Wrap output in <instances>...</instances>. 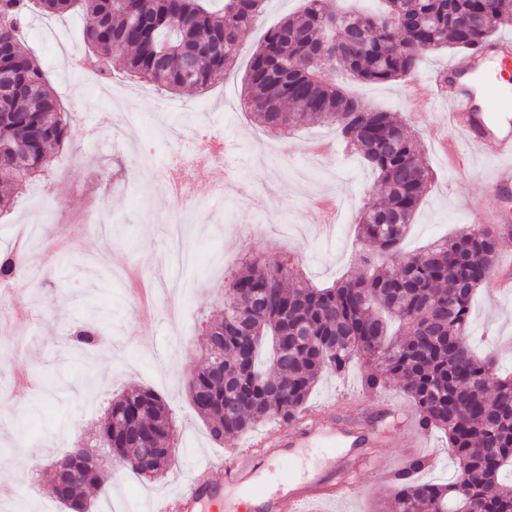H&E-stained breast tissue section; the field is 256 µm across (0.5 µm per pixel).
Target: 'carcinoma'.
I'll return each instance as SVG.
<instances>
[{
    "label": "carcinoma",
    "instance_id": "cac0c4a2",
    "mask_svg": "<svg viewBox=\"0 0 512 512\" xmlns=\"http://www.w3.org/2000/svg\"><path fill=\"white\" fill-rule=\"evenodd\" d=\"M38 2L35 8L31 0H0V66L14 74L10 109L0 116V208L14 201L21 176L48 172L50 150L70 135L69 113L24 45L32 17L92 16L84 41L101 74L110 72L114 51L125 49L130 74L175 93L205 90L232 71L243 31L259 21L268 0ZM381 2L377 12H351L336 0H303L264 32L244 75L256 123L273 130L334 125L345 150L377 174L383 199L369 198L357 225L362 248L381 265L316 288L286 263L249 259L224 282V315L202 330L221 339L224 376L200 363L188 396L221 442L271 419L295 422L321 375L356 361L370 391L399 382L418 426L443 431L456 460L446 484L413 479L424 462H411L392 486L395 512H512V486L502 479L512 467V375L498 374L495 360L475 356L466 340L471 300L489 280L499 228L469 225L420 256H401L432 173L419 140L392 113L364 106L326 76L323 47L334 23L347 34L334 51L350 78L407 80L427 53L469 51L497 28L512 27V0ZM24 266L23 255L1 253L0 283ZM97 436L116 457L160 459L173 436L171 409L153 390L132 388L112 399ZM465 474L470 480L463 483ZM102 482L103 474L84 473L68 496L85 502L87 488Z\"/></svg>",
    "mask_w": 512,
    "mask_h": 512
}]
</instances>
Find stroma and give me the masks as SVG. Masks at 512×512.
<instances>
[{
	"label": "stroma",
	"instance_id": "1",
	"mask_svg": "<svg viewBox=\"0 0 512 512\" xmlns=\"http://www.w3.org/2000/svg\"><path fill=\"white\" fill-rule=\"evenodd\" d=\"M300 0H269L263 19L242 34L244 50L223 82L201 93L178 94L179 110L158 109L160 90L127 75L123 110L101 97L96 84L63 67L68 43L82 40L91 19L76 12L52 17L59 36L50 38L41 20L28 25L26 45L41 63L63 105L72 116L71 141L56 152L49 172L24 181L15 204L0 212V251L21 250L28 275L0 293V512H65L50 482L55 461L76 442L94 446L97 423L112 398L139 385L166 399L176 426L174 458L155 478L129 469L106 470L101 488L90 489L92 512H138L185 484L193 467L212 462L223 475L224 459L244 442L243 436L214 441L187 395L186 383L199 364L201 330L219 318L224 277L238 270L243 254L267 264L292 261L311 285L328 287L364 265L357 241L355 215L379 188L376 176L357 156L335 148L323 170L309 145L335 143L334 127L302 125L285 145L266 149L257 144L262 129L240 104L241 78L252 51L267 27L295 12ZM348 91L365 106L394 113L422 145V157L434 180L419 206L402 253L414 256L431 241L448 236L472 218L470 203L482 198L492 161L464 151L460 158L443 154L430 139L443 124L442 109L412 105L411 83L347 82ZM138 113L125 124L122 111ZM213 122L229 145V168L252 186L240 202L237 194L200 203L193 196L174 199L165 191H148L161 170L139 172L144 155L160 158L173 145H186L201 121ZM99 133L100 143L87 146L84 124ZM334 196L341 205L331 235L319 231L320 215L307 204L317 194ZM187 206L199 222L190 224L189 248L197 263L186 279L158 293L148 312L130 306L129 276L154 282L168 263L169 217ZM94 331L96 342L79 349L75 328ZM469 334L476 352L493 347L502 372L512 371V294L496 282L478 289L471 305ZM408 404L398 383L371 392L360 365L341 375L324 374L309 399L324 426L364 414L382 418V406ZM415 456L426 465L417 477L447 483L455 464L444 433L429 430ZM408 463L396 428H388L372 448L337 449L335 456L282 454L278 469L288 474L320 466L328 483L341 470L359 473L366 488L355 498L315 501L308 512H392L391 480L382 465L400 471Z\"/></svg>",
	"mask_w": 512,
	"mask_h": 512
}]
</instances>
